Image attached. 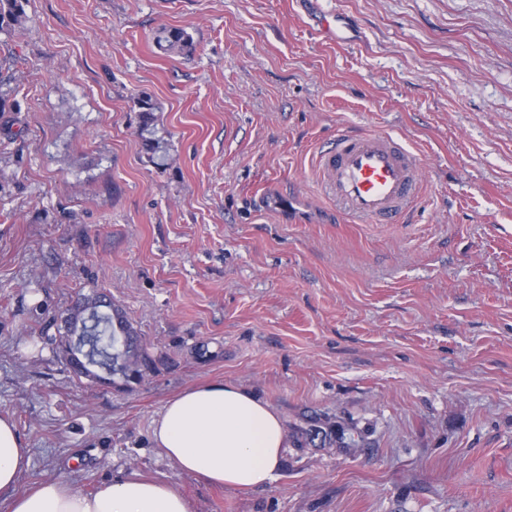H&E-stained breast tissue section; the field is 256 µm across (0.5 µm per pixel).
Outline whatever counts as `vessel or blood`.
<instances>
[{
	"instance_id": "1",
	"label": "vessel or blood",
	"mask_w": 512,
	"mask_h": 512,
	"mask_svg": "<svg viewBox=\"0 0 512 512\" xmlns=\"http://www.w3.org/2000/svg\"><path fill=\"white\" fill-rule=\"evenodd\" d=\"M317 163L322 183L366 222L397 223L419 197L421 160L389 134L342 130Z\"/></svg>"
}]
</instances>
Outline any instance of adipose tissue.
Here are the masks:
<instances>
[{"mask_svg":"<svg viewBox=\"0 0 512 512\" xmlns=\"http://www.w3.org/2000/svg\"><path fill=\"white\" fill-rule=\"evenodd\" d=\"M152 439L182 470L229 488L271 483L287 446L275 409L245 388L220 381L170 398L153 424ZM30 458L14 421L0 417V500L8 512H189L174 487L138 478L103 484L91 494L57 480L19 490Z\"/></svg>","mask_w":512,"mask_h":512,"instance_id":"obj_1","label":"adipose tissue"}]
</instances>
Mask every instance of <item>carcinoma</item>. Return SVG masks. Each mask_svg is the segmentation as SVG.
I'll return each instance as SVG.
<instances>
[{
  "instance_id": "1",
  "label": "carcinoma",
  "mask_w": 512,
  "mask_h": 512,
  "mask_svg": "<svg viewBox=\"0 0 512 512\" xmlns=\"http://www.w3.org/2000/svg\"><path fill=\"white\" fill-rule=\"evenodd\" d=\"M27 0H0V30L7 27L15 31L24 29L28 22ZM156 45L163 51H183L193 47L192 37L179 28L164 29L156 37ZM140 116L139 135L145 142L148 161L160 167L168 156V142L156 136V112L160 106L147 96L136 98ZM63 323L57 325L59 336L66 339L81 333L87 336L86 356L103 364H112V375L129 387L139 383L148 373L156 370V361L148 354L142 338L112 298L104 293L84 295L62 312ZM315 419L306 431V439L322 442L335 440L334 430L321 426Z\"/></svg>"
}]
</instances>
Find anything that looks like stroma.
Instances as JSON below:
<instances>
[{"label":"stroma","instance_id":"1","mask_svg":"<svg viewBox=\"0 0 512 512\" xmlns=\"http://www.w3.org/2000/svg\"><path fill=\"white\" fill-rule=\"evenodd\" d=\"M26 11L0 30V415L31 450L21 489L149 478L191 512H512V0ZM334 12L349 39L323 31ZM165 28L194 50L160 52ZM344 127L420 157L410 223L353 219L321 182ZM92 288L161 360L131 388L57 354L54 316ZM211 381L365 441L291 444L273 483L212 486L152 443L167 399ZM135 106L140 116L139 135L145 142L148 161L156 167L164 166L168 156V142L163 137H156L157 116L160 106L147 96L136 98Z\"/></svg>","mask_w":512,"mask_h":512}]
</instances>
